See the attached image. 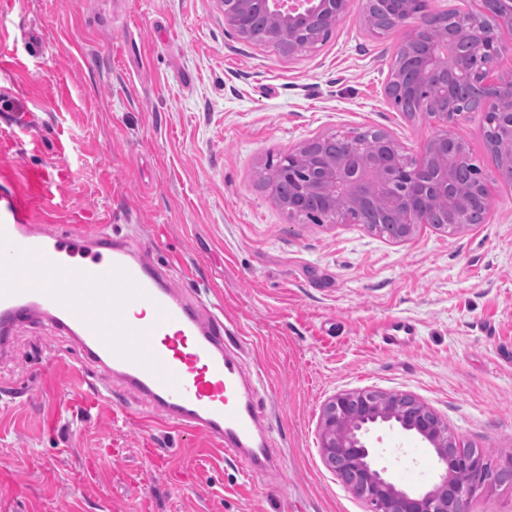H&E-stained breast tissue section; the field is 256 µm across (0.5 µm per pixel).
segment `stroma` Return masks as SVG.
I'll list each match as a JSON object with an SVG mask.
<instances>
[{
  "instance_id": "obj_1",
  "label": "stroma",
  "mask_w": 512,
  "mask_h": 512,
  "mask_svg": "<svg viewBox=\"0 0 512 512\" xmlns=\"http://www.w3.org/2000/svg\"><path fill=\"white\" fill-rule=\"evenodd\" d=\"M407 33L373 31L352 0L289 57L231 34L219 0H0V171L48 176L56 223L147 247L174 288L223 312L279 458L258 473L160 425L71 338L26 324L0 360V512H367L320 453L342 391L412 394L494 466L512 459V183L484 112L448 129L489 189L482 222L453 233L301 221L261 180L332 134L380 131L424 155L438 124L387 92ZM393 319L415 326L404 347L382 341ZM369 442L401 487L441 471L398 431Z\"/></svg>"
}]
</instances>
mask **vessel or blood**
Returning a JSON list of instances; mask_svg holds the SVG:
<instances>
[{
	"label": "vessel or blood",
	"mask_w": 512,
	"mask_h": 512,
	"mask_svg": "<svg viewBox=\"0 0 512 512\" xmlns=\"http://www.w3.org/2000/svg\"><path fill=\"white\" fill-rule=\"evenodd\" d=\"M43 200L38 181L0 195V357L10 355L19 323L49 324L85 362L111 366L157 422L201 432L231 457H266L257 445L260 379L228 349L223 318L205 316L128 238L36 227ZM134 307L149 318H131ZM413 330L391 320L385 342L402 346Z\"/></svg>",
	"instance_id": "obj_1"
}]
</instances>
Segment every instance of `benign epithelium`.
<instances>
[{"mask_svg": "<svg viewBox=\"0 0 512 512\" xmlns=\"http://www.w3.org/2000/svg\"><path fill=\"white\" fill-rule=\"evenodd\" d=\"M225 24L239 38L249 39V20L256 13L267 16L275 36L288 40L289 53L307 50L314 30L335 26L348 12L350 0H221ZM419 0H364V13H377L384 22L408 25L410 30L396 55L388 93L394 104L406 114L402 75L398 64L405 54L412 61L411 87L426 113L442 127L430 143V158L425 165L403 160L394 142L382 136L373 148L364 140L324 137L297 151L283 155L266 174L275 200L278 186L295 169L304 170L306 187L284 209L296 216L308 195H321L331 207L336 200L328 189L339 186L343 198L352 204L368 205L378 200L382 211L377 223L397 225L394 240L411 237L429 206L438 198L450 200L452 210L466 206L454 198L451 177L453 159L459 141L448 135V126L456 123L463 111L457 109L455 94L459 83L448 69V46L454 37L437 42L430 38L433 24L429 10L416 12ZM483 13L493 17L498 30L512 31V0H482ZM461 34L477 52L473 84L483 93L489 128L496 133L491 148L501 162L512 167V89L496 78L497 61L503 51L501 42L489 50L487 31L479 22L458 18ZM441 88L448 106L441 110L432 104L429 90ZM386 425L419 438L432 448L443 473L431 488L407 491L387 475V468L374 465L368 435L375 427ZM319 448L325 464L359 498L369 512H469L471 500L493 486L512 482V462L496 471L487 468L485 455L463 448L448 430V424L414 395L405 392L356 390L340 392L324 405L321 416Z\"/></svg>", "mask_w": 512, "mask_h": 512, "instance_id": "1", "label": "benign epithelium"}]
</instances>
